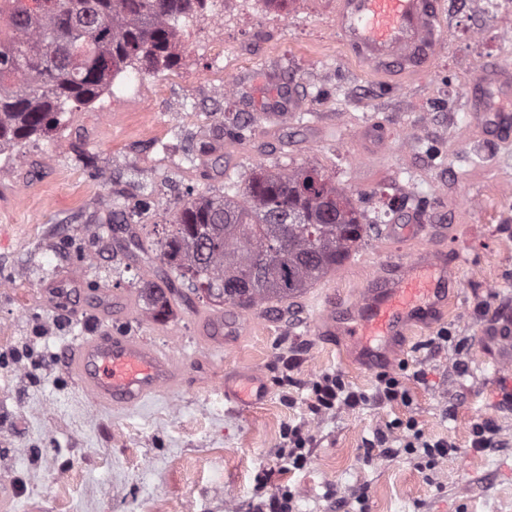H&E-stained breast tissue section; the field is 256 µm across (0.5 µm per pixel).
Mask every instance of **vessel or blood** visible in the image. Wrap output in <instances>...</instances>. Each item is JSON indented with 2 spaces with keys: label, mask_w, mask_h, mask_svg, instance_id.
<instances>
[{
  "label": "vessel or blood",
  "mask_w": 512,
  "mask_h": 512,
  "mask_svg": "<svg viewBox=\"0 0 512 512\" xmlns=\"http://www.w3.org/2000/svg\"><path fill=\"white\" fill-rule=\"evenodd\" d=\"M437 0H336V25L349 55L375 74L428 70L442 38ZM458 268L446 250L423 247L405 263L377 276L351 307L328 316L325 330L348 339L364 365L400 352L410 328L438 321ZM70 370L98 403L127 407L176 380L173 355L132 336L94 333L68 356ZM257 373L224 380V396L259 401Z\"/></svg>",
  "instance_id": "b4317fda"
}]
</instances>
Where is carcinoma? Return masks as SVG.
<instances>
[{
	"label": "carcinoma",
	"instance_id": "cac0c4a2",
	"mask_svg": "<svg viewBox=\"0 0 512 512\" xmlns=\"http://www.w3.org/2000/svg\"><path fill=\"white\" fill-rule=\"evenodd\" d=\"M200 0H0V146L56 128L131 67L169 66L181 19ZM159 257L192 293L248 309L286 301L325 278L367 225L348 193L314 166H258L222 196L175 207ZM156 311L169 297L146 288Z\"/></svg>",
	"mask_w": 512,
	"mask_h": 512
}]
</instances>
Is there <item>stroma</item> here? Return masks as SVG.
Wrapping results in <instances>:
<instances>
[{
	"label": "stroma",
	"mask_w": 512,
	"mask_h": 512,
	"mask_svg": "<svg viewBox=\"0 0 512 512\" xmlns=\"http://www.w3.org/2000/svg\"><path fill=\"white\" fill-rule=\"evenodd\" d=\"M439 3L431 67L380 76L347 55L336 0H212L182 22L168 69L122 72L49 135L0 152V350L32 351L26 374L0 361L9 512H269L285 490L293 512H512V407L501 402L512 368L488 337L512 322V137L471 117L478 78L512 67V33L491 17L474 38L460 0ZM236 116L242 140L230 135ZM307 164L376 220L335 272L285 302L244 310L177 293L154 314L143 290L175 279L157 242L182 199L222 194L259 165ZM421 246L459 261L443 316L412 327L389 364L360 365L322 333L326 302L351 304ZM97 332L170 350L177 382L134 407L98 405L67 362ZM252 370L266 397L225 402V375ZM385 374L408 404L379 396ZM325 375L361 402L315 408ZM486 419L497 443L473 448ZM395 420L453 451L426 468L402 451ZM295 426L307 436L300 466L288 463Z\"/></svg>",
	"instance_id": "obj_1"
}]
</instances>
